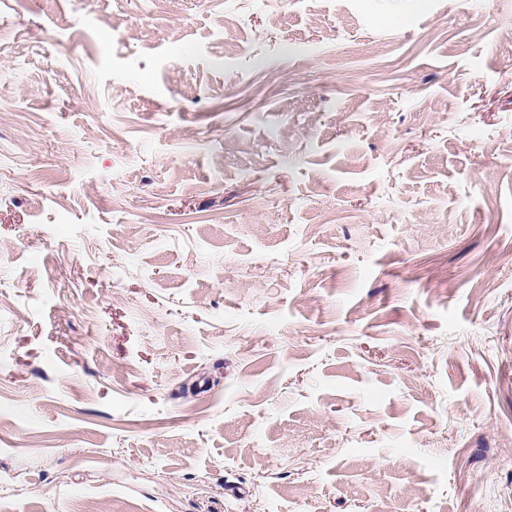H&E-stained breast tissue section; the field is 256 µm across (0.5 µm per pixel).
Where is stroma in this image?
Wrapping results in <instances>:
<instances>
[{"label":"stroma","instance_id":"obj_1","mask_svg":"<svg viewBox=\"0 0 512 512\" xmlns=\"http://www.w3.org/2000/svg\"><path fill=\"white\" fill-rule=\"evenodd\" d=\"M0 512H512V0H0Z\"/></svg>","mask_w":512,"mask_h":512}]
</instances>
